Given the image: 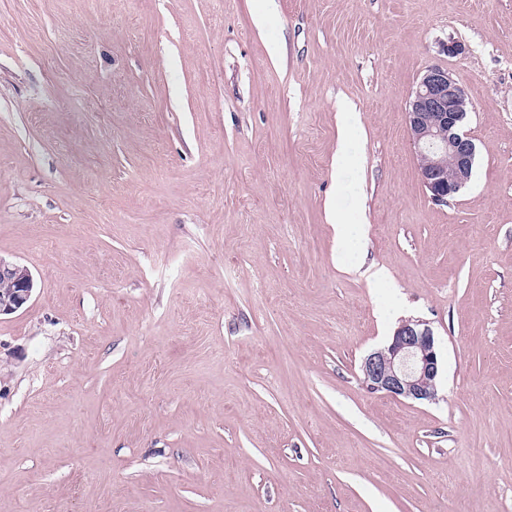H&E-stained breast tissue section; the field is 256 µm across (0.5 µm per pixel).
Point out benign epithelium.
<instances>
[{
  "instance_id": "obj_1",
  "label": "benign epithelium",
  "mask_w": 512,
  "mask_h": 512,
  "mask_svg": "<svg viewBox=\"0 0 512 512\" xmlns=\"http://www.w3.org/2000/svg\"><path fill=\"white\" fill-rule=\"evenodd\" d=\"M470 99L440 66L427 68L411 92L407 131L419 159V175L433 200L441 203L469 183L476 146L463 131ZM0 316L12 314L30 300L34 279L25 266L0 258ZM363 383L372 392L415 402L436 399L441 357L431 327L423 320L404 319L388 344L362 363Z\"/></svg>"
}]
</instances>
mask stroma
Returning <instances> with one entry per match:
<instances>
[{
  "mask_svg": "<svg viewBox=\"0 0 512 512\" xmlns=\"http://www.w3.org/2000/svg\"><path fill=\"white\" fill-rule=\"evenodd\" d=\"M251 7L0 0V258L35 280L0 317V512H512V0ZM431 66L472 102L446 203L406 125ZM408 318L430 403L362 382ZM337 131L338 143L334 156L337 170H361L365 163V158L358 149L361 130L357 113L352 112V106L347 102L342 101L338 104ZM337 195H332L326 202L328 224H333L336 242L347 254L358 251V244L363 232V223L337 204Z\"/></svg>",
  "mask_w": 512,
  "mask_h": 512,
  "instance_id": "stroma-1",
  "label": "stroma"
}]
</instances>
